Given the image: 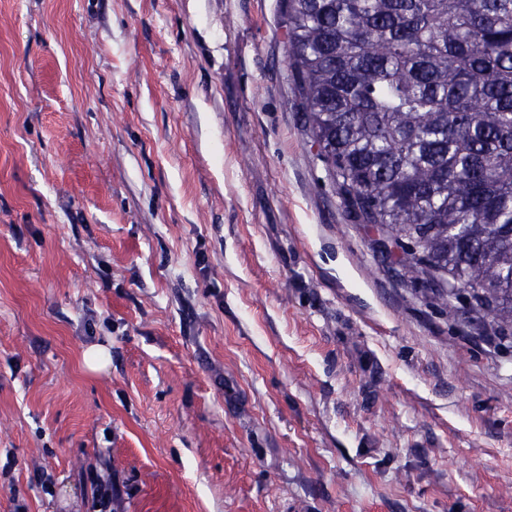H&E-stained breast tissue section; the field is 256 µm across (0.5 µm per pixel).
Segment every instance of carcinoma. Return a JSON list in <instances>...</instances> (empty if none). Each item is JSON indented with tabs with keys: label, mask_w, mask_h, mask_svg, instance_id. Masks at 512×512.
<instances>
[{
	"label": "carcinoma",
	"mask_w": 512,
	"mask_h": 512,
	"mask_svg": "<svg viewBox=\"0 0 512 512\" xmlns=\"http://www.w3.org/2000/svg\"><path fill=\"white\" fill-rule=\"evenodd\" d=\"M311 146L435 297L512 328V0H285Z\"/></svg>",
	"instance_id": "obj_1"
}]
</instances>
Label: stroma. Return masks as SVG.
I'll return each instance as SVG.
<instances>
[{
    "instance_id": "obj_1",
    "label": "stroma",
    "mask_w": 512,
    "mask_h": 512,
    "mask_svg": "<svg viewBox=\"0 0 512 512\" xmlns=\"http://www.w3.org/2000/svg\"><path fill=\"white\" fill-rule=\"evenodd\" d=\"M286 33L0 0V512H512V340L349 221ZM83 357L87 369L94 373L107 371L111 364V355L108 346L104 343L91 344L84 351Z\"/></svg>"
}]
</instances>
